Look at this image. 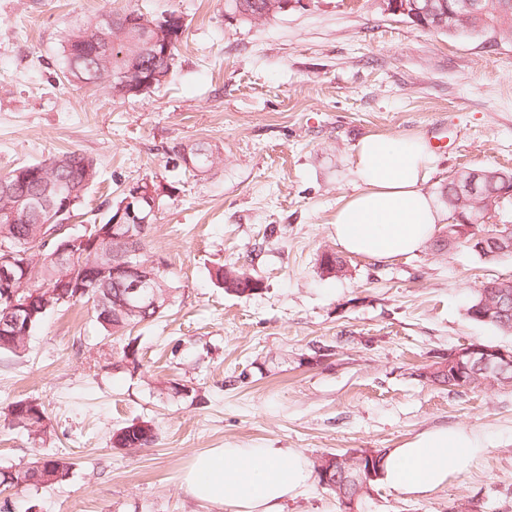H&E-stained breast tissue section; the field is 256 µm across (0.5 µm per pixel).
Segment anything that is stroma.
<instances>
[{
  "label": "stroma",
  "instance_id": "35a3bbf8",
  "mask_svg": "<svg viewBox=\"0 0 512 512\" xmlns=\"http://www.w3.org/2000/svg\"><path fill=\"white\" fill-rule=\"evenodd\" d=\"M126 9L180 16L167 81L126 98L67 81L68 32ZM224 11V0H0V174L70 151L94 158L78 224L123 221L133 187L161 188L146 255L177 288L164 317L131 332L140 368L77 306L52 312L25 351L0 353V468L72 461L56 484L0 491V512H225L183 486L209 449L296 448L313 461L447 426L482 435L471 468L426 499L374 484L365 512L464 501L512 512V388L419 377L467 344L512 347L467 315L486 282L512 279V259L428 246L384 263L347 256L338 278L317 263L338 249L331 220L364 136L442 140L425 184L436 198L457 171L512 169V42L438 34L382 0H306L257 22ZM195 142L218 158L196 177L174 165ZM225 263L263 290L226 293L213 277ZM27 397L45 407V440L3 413ZM134 420L155 423V444L113 447Z\"/></svg>",
  "mask_w": 512,
  "mask_h": 512
}]
</instances>
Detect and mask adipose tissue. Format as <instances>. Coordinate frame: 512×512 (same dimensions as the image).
<instances>
[{"label": "adipose tissue", "instance_id": "adipose-tissue-1", "mask_svg": "<svg viewBox=\"0 0 512 512\" xmlns=\"http://www.w3.org/2000/svg\"><path fill=\"white\" fill-rule=\"evenodd\" d=\"M436 164L421 136L363 137L350 159L355 190L332 220L339 247L379 261L421 250L447 219L424 188ZM482 452L472 429L426 430L384 455L379 480L402 496L424 499ZM312 481L306 456L294 448H214L199 454L185 474L189 495L226 512H282Z\"/></svg>", "mask_w": 512, "mask_h": 512}]
</instances>
